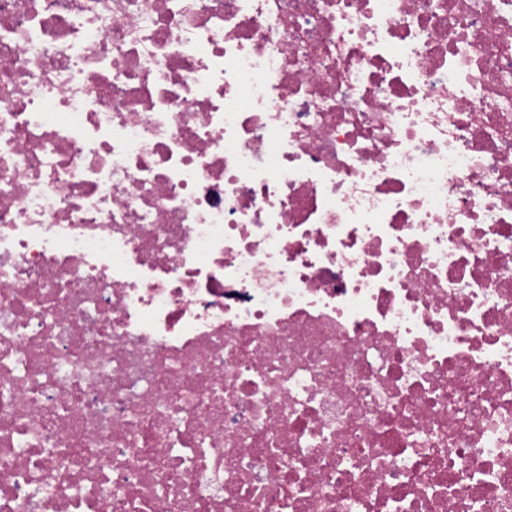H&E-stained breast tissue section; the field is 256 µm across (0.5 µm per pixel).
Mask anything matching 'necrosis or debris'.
<instances>
[{
    "label": "necrosis or debris",
    "instance_id": "necrosis-or-debris-1",
    "mask_svg": "<svg viewBox=\"0 0 512 512\" xmlns=\"http://www.w3.org/2000/svg\"><path fill=\"white\" fill-rule=\"evenodd\" d=\"M0 512H512V0H0Z\"/></svg>",
    "mask_w": 512,
    "mask_h": 512
}]
</instances>
